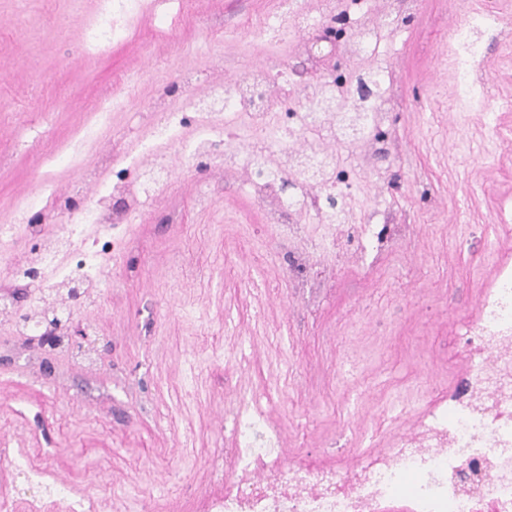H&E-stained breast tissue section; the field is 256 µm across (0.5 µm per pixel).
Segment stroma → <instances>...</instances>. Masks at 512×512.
Returning <instances> with one entry per match:
<instances>
[{
    "mask_svg": "<svg viewBox=\"0 0 512 512\" xmlns=\"http://www.w3.org/2000/svg\"><path fill=\"white\" fill-rule=\"evenodd\" d=\"M97 0H0V223L38 190L40 157L64 150L113 78L141 74L132 110L112 115L92 152L50 174L59 195L72 167L118 153L157 115L164 86L197 72V94L252 62L301 67L299 38L217 31L261 21L277 0H201L197 13H146L123 41L90 56L80 33ZM469 0H418L393 50L398 111L389 157L349 190L353 224H409L374 263L343 244L322 270V287L298 286L265 209L232 180L209 206L202 182L182 176L174 201L181 224L143 220L107 267L108 287L74 317L94 347L112 350L97 368L55 360L51 375L24 360L0 364V512H50L51 487L106 498L110 512H197L215 452L235 444L227 411L241 392L262 400L288 463L348 472L418 422L463 383L464 326L478 314L500 265L512 266V230L496 227L512 202V137L493 141L487 124L512 130V49L485 43L497 60L476 102L457 98L451 16ZM389 202L373 216L374 196Z\"/></svg>",
    "mask_w": 512,
    "mask_h": 512,
    "instance_id": "35a3bbf8",
    "label": "stroma"
}]
</instances>
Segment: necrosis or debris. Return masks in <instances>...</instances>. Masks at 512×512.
<instances>
[{
    "instance_id": "4bbe7bcc",
    "label": "necrosis or debris",
    "mask_w": 512,
    "mask_h": 512,
    "mask_svg": "<svg viewBox=\"0 0 512 512\" xmlns=\"http://www.w3.org/2000/svg\"><path fill=\"white\" fill-rule=\"evenodd\" d=\"M139 6V0H100L97 15L82 33L84 46L94 51L111 48L125 34L120 19H133ZM385 12L383 20H376L373 0H278L277 11L253 29L256 36L283 41L340 21L344 57L368 60L375 82L369 112L363 120L345 123L337 133L339 145L348 149L374 138L396 110L392 49L385 38L402 31L405 17L391 4ZM452 34L458 45V86L486 85L488 78L476 63L483 42L505 35L498 13L468 14ZM176 85L177 96L165 93L153 104L160 118L149 138L140 141L135 151L107 161L106 175L96 180V193L62 198L49 178H41L36 194L15 210L10 223L0 224V258L11 255L24 233L38 232L29 214L42 210L63 225L68 238L41 247L34 261L39 275L57 281L98 278L124 242L114 225L129 223L146 202L173 193V175L166 165L153 161L154 143L166 142L178 145L184 173L244 170L246 189L253 198L262 203L280 199V206L268 210L267 222L281 237L294 280L312 284L308 254L294 247L297 228L281 221L283 210L306 208L304 190L298 186L292 194L282 195V176L267 163L271 154L284 157L301 152L309 140L316 117L311 88L299 86L284 61L242 68L203 98L195 92L192 74H180ZM273 86L281 90V97L270 95ZM135 96L136 86L127 77L115 80L111 90L93 103V120L76 133L73 149L108 128L113 111L130 105ZM286 99L292 107L276 136L239 145L241 116L264 128L268 113L278 111ZM189 112L198 118L197 135L186 141L181 132ZM143 166L148 174L142 175L134 190H127L124 171ZM88 225L99 229L100 238L88 248L75 250L72 238L81 236ZM347 235L357 241L360 254L367 255L381 252L390 238L410 237L411 229L406 224H363L348 227ZM480 311L479 321L468 324L462 336L470 354L464 393L448 404L429 406L396 447L357 462L351 474L286 463L278 451V433L256 400L239 396L234 407L237 446L215 455L209 482L217 490L204 495L202 512H379L381 502L397 497L411 500L412 512H512L511 269L500 271ZM464 471L473 473V483L460 481Z\"/></svg>"
}]
</instances>
